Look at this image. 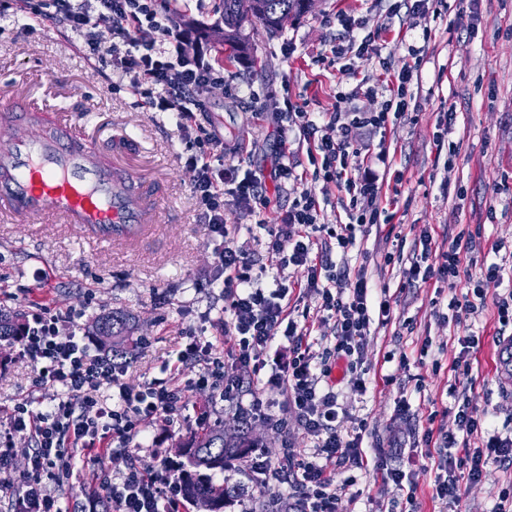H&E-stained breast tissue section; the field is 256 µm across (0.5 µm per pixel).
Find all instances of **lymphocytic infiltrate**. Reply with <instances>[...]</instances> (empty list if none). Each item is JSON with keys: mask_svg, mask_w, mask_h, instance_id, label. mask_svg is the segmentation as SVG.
Listing matches in <instances>:
<instances>
[{"mask_svg": "<svg viewBox=\"0 0 512 512\" xmlns=\"http://www.w3.org/2000/svg\"><path fill=\"white\" fill-rule=\"evenodd\" d=\"M12 17L41 25L59 24L82 38L90 55L108 59L113 74L128 79L133 94L143 105L172 114L184 137L194 138L198 151L187 159L196 173L191 193L199 208L201 223L207 224L219 245L215 251L216 275L224 290V306L216 322L222 334L234 336L237 354L225 362L224 349L216 343L190 336L165 375L129 387L123 380L122 363L93 353L83 338L60 332V315L39 307L27 314L19 336L14 337L16 359L33 368L30 392L16 402L6 419L0 420V499L12 501L15 512H63L59 490L73 475L74 448L116 451L123 466L107 473L102 490L112 512H181L185 497L182 474L174 461L161 459L157 469H145L137 450L138 437L156 421H178L185 407L186 391L194 386L211 391L213 400L239 401L245 417L261 418L279 429L296 424L313 441L311 453L284 449L274 462L255 460L260 494L291 483L300 496L289 503V512H344L336 492V474L330 461L340 468L364 469L368 460L361 451L360 435L342 434L335 382V361L352 362L362 354L372 321L387 323L391 305L379 296L364 273L335 271L330 259L333 248L349 249L354 231L380 223L386 209L382 186L374 173L349 175L347 150L360 131L385 129L390 118L408 112L411 87L418 67L404 64L391 77L390 95L376 112L354 113L350 122L330 114L319 124L310 113L295 112L291 126L281 129L277 156L269 172L240 175L237 165H224V134L210 124L209 106L197 91L224 81L223 68L192 61L183 51L178 0H13ZM111 23V43L101 47L95 38L100 20ZM142 30L153 31L150 40L139 39ZM306 141L308 157L323 182L336 183L349 197L344 205L346 224L325 231L320 224V203L315 190H304L285 211L281 223L270 225L269 249L277 261L271 286H264L245 253L233 245L236 230L224 217L226 202L253 211L270 204V188L284 192L289 182L302 181L291 158V138ZM327 240H319L320 232ZM292 240L290 254H282V239ZM411 256L409 285L436 281L452 288L461 274V242L449 247L436 245L429 229H422ZM306 269L304 289L315 292L317 311L293 317L288 304L290 286L284 274L289 266ZM350 279L349 289L338 288L340 279ZM336 317L334 359L316 354L311 339L323 313ZM291 346L288 357L268 356L276 336ZM196 363L199 372L183 381L182 368ZM262 383L279 389L287 407L278 411L271 400L253 395L244 399V382ZM112 393L111 400L101 391ZM459 435L425 433L424 443H435L437 475L433 496L455 507L461 495V477L476 481L489 461L512 463V437L491 430L467 406L457 412ZM29 435L34 447L23 472L13 465L14 439ZM480 446H471L472 437Z\"/></svg>", "mask_w": 512, "mask_h": 512, "instance_id": "obj_1", "label": "lymphocytic infiltrate"}]
</instances>
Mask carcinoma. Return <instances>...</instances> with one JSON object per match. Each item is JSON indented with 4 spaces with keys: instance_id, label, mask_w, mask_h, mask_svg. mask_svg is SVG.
I'll return each instance as SVG.
<instances>
[{
    "instance_id": "1",
    "label": "carcinoma",
    "mask_w": 512,
    "mask_h": 512,
    "mask_svg": "<svg viewBox=\"0 0 512 512\" xmlns=\"http://www.w3.org/2000/svg\"><path fill=\"white\" fill-rule=\"evenodd\" d=\"M303 15V0H259L254 18L246 21L236 12L235 0H222L221 25L217 26V32L220 40L233 51V58L246 60L252 51L246 27L259 25L273 34ZM21 328L22 323L17 318L0 312V338L16 336ZM132 328L133 319L114 310L100 313L94 325L95 335L112 351V356L120 358L128 354ZM238 423V433L232 438L224 436V426L219 424L191 434L179 445L186 493L205 512H222L224 504L235 494V487L215 483L212 472L224 471V466L231 462L244 461L255 445L250 437L252 424L241 418Z\"/></svg>"
}]
</instances>
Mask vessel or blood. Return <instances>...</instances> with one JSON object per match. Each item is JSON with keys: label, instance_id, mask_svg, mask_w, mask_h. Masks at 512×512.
Wrapping results in <instances>:
<instances>
[{"label": "vessel or blood", "instance_id": "1", "mask_svg": "<svg viewBox=\"0 0 512 512\" xmlns=\"http://www.w3.org/2000/svg\"><path fill=\"white\" fill-rule=\"evenodd\" d=\"M137 142L129 136L100 143L75 121L45 128L20 96L0 93V221L34 224L52 216L100 240L132 241L162 223V181L124 166Z\"/></svg>", "mask_w": 512, "mask_h": 512}]
</instances>
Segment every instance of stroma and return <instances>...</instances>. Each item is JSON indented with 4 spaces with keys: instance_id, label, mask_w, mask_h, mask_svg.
I'll return each instance as SVG.
<instances>
[{
    "instance_id": "stroma-1",
    "label": "stroma",
    "mask_w": 512,
    "mask_h": 512,
    "mask_svg": "<svg viewBox=\"0 0 512 512\" xmlns=\"http://www.w3.org/2000/svg\"><path fill=\"white\" fill-rule=\"evenodd\" d=\"M410 5V0H317L310 14L276 36L254 28L248 68L224 61L217 40L203 44L210 62H223L224 83L202 88L199 95L212 103L213 118L224 127L225 162L235 161L233 148L253 151V163L240 164L244 172L263 164L277 125L258 106L228 96V89L251 85L315 113L332 111L337 92H351L357 111L373 112L389 95L388 69L409 62V46L423 50L412 87L417 118L389 122L346 158L353 175L368 169L383 177L384 195L394 198L391 223L364 228L348 251L332 252L336 265L364 271L371 283L386 288L391 304L388 324H371L356 371L334 373L344 412L338 428L361 430L362 450L373 463L356 471L347 490L348 512H446L433 497L435 466L424 457L411 465L407 457L425 430L456 433L459 404L500 434H512V377L499 357L512 342V324L499 323L494 305L512 286V0H443L436 16L410 14ZM342 15L380 28L376 57L350 52L344 62H334L333 48L345 44ZM79 47L65 30L37 25L25 31L11 19L0 20V87L25 91L46 121L79 116L87 132L105 141L126 130L133 133L139 142L134 165L166 183L170 220L152 225L135 241L114 243L48 218L0 223V309L20 314L40 306L73 309L77 323H61L60 329L79 335L91 333L102 311L130 314L136 321L135 345L124 380L135 388L161 377L189 334L215 340L212 316L223 307L224 294L213 284L215 244L196 220L195 173L186 164L190 142L168 113L142 107L125 83H113L111 68L91 64ZM450 109L457 113L449 135L457 158L447 169L438 160L436 131L440 113ZM383 149L389 157L381 162L376 155ZM397 171L403 175L398 183ZM302 189L289 184L261 225L252 211L229 206L227 222L239 228L235 244L247 250L256 267L269 264L268 225L280 223ZM424 228L443 246L461 232L470 238L473 249L455 288L405 287L410 263L404 254ZM497 243L503 282L487 283L483 308L461 322L443 320L449 302L464 299L479 279L482 262ZM38 269L50 275L49 287H37ZM470 334L478 339L470 352L473 381L457 390L451 364L460 351L459 338ZM390 350L405 353L406 364L384 362ZM360 372L370 381L363 393L354 386ZM379 372L393 375V382L376 381ZM31 377V365L15 360L11 345L0 341V418L29 394ZM210 399L209 391L189 389L180 427L170 434L159 424L149 428L154 442L140 449L142 464L151 468L173 455L175 445L197 429L199 408ZM253 434L270 459L286 447L312 446L294 424L281 431L258 420ZM75 455L77 476L61 491L70 503L99 487L104 472L122 465L119 457L94 450L79 448ZM378 460L403 468V484L384 481L374 466ZM511 484L512 468L488 464L479 481L463 482L456 512H494L500 491Z\"/></svg>"
}]
</instances>
